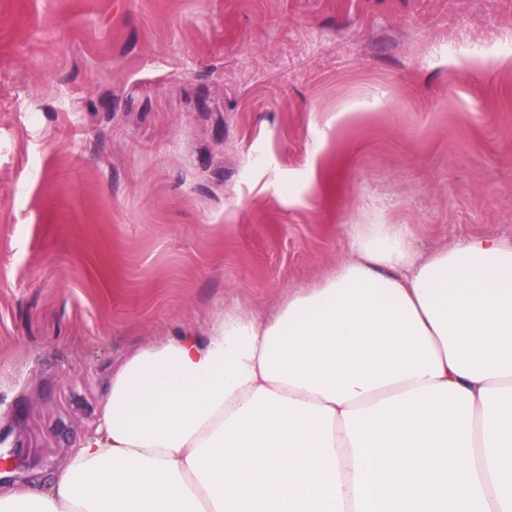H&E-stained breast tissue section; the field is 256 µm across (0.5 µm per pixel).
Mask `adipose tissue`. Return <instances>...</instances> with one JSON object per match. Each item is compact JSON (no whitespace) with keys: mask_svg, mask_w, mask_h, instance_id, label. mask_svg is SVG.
Wrapping results in <instances>:
<instances>
[{"mask_svg":"<svg viewBox=\"0 0 512 512\" xmlns=\"http://www.w3.org/2000/svg\"><path fill=\"white\" fill-rule=\"evenodd\" d=\"M0 512H512V245L353 225L271 317L128 357L57 482Z\"/></svg>","mask_w":512,"mask_h":512,"instance_id":"obj_1","label":"adipose tissue"}]
</instances>
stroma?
I'll return each mask as SVG.
<instances>
[{"mask_svg":"<svg viewBox=\"0 0 512 512\" xmlns=\"http://www.w3.org/2000/svg\"><path fill=\"white\" fill-rule=\"evenodd\" d=\"M512 0H0V490L113 370L334 268L354 224L512 239Z\"/></svg>","mask_w":512,"mask_h":512,"instance_id":"35a3bbf8","label":"stroma"}]
</instances>
